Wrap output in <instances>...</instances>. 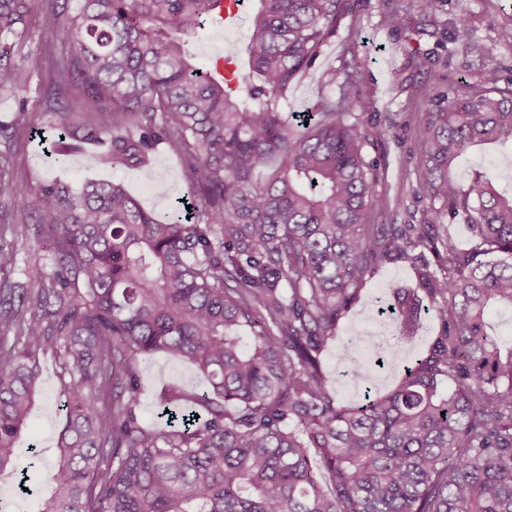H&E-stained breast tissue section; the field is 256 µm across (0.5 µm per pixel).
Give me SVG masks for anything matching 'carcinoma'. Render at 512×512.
<instances>
[{"label":"carcinoma","mask_w":512,"mask_h":512,"mask_svg":"<svg viewBox=\"0 0 512 512\" xmlns=\"http://www.w3.org/2000/svg\"><path fill=\"white\" fill-rule=\"evenodd\" d=\"M35 0H0V90L22 92ZM69 0L41 35L77 50L55 70V102L75 90L92 119L61 120L69 150L104 147L114 168L153 176L163 145L192 193L168 222L116 181L36 191L37 235L51 255L26 281L0 280V477L50 496L27 512H512V347L489 319L512 311V191L448 167L474 144L512 146V89L489 67L427 100L420 189L468 221L457 248L438 224H375L387 209L362 156L353 79L304 112L281 102L354 0H257L249 69L196 62L192 40L226 0ZM31 125L25 105L0 136ZM278 155L262 181L257 170ZM415 284L389 306L399 336L441 326L393 389L356 405L334 396L321 353L365 277L398 259ZM163 353L207 380L139 412L141 360ZM53 355L65 379L57 455L21 448Z\"/></svg>","instance_id":"obj_1"}]
</instances>
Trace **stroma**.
<instances>
[{
	"label": "stroma",
	"mask_w": 512,
	"mask_h": 512,
	"mask_svg": "<svg viewBox=\"0 0 512 512\" xmlns=\"http://www.w3.org/2000/svg\"><path fill=\"white\" fill-rule=\"evenodd\" d=\"M255 0H244L233 26L210 25L195 42L194 52L201 67L232 51L239 65H246V45L252 35L250 15ZM398 11L403 17L399 28L387 27L384 16ZM467 17L470 50H462L453 37L459 17ZM512 24V0H437L432 13L414 9L412 0H357L354 8L336 23L334 33L322 46L310 69L298 78L288 93L284 109L304 111L317 94L337 95L338 81L354 75L359 99L353 109L359 124L378 127L380 134L365 142L362 155L375 178L378 194L387 198L389 209L378 216L381 224H443L459 246H468L470 231L462 217L451 218L420 188L418 166L423 144L418 130L426 119L423 101L432 87L448 89L462 81L478 78L486 64L499 69L501 85H512V44L500 41L498 33ZM38 63L25 95L0 91V122L9 121L18 104H26L35 130L14 138L11 144L0 142V152L8 151V174L20 197L34 201L39 183L57 176L79 185L88 179L120 181L145 208L158 217H166L176 197L187 194L178 158L166 148L154 155L156 176L152 191H145L144 180L135 174L112 168L92 151L69 155L58 163L54 143L57 113L46 111V94L56 67L73 57V45L64 35L44 43L38 19L30 21V38L23 48ZM336 73V84L321 86L322 71ZM493 174L501 187H512V148L498 144L470 146L463 150L450 171L452 179L468 185L477 173ZM0 247L17 248V264L1 275L13 281L25 280L32 263L47 262L48 256L34 228L0 234ZM412 283L409 261L383 264L367 276L362 298L343 318L334 338L322 353V365L338 397L359 401L363 389L349 373L356 363L375 356L407 359L424 349L438 325L425 318L412 342H401L387 318L378 314L379 306L393 288ZM141 386L140 414L145 422L156 420L158 395L168 386L192 387L205 391L207 382L194 370L177 360L156 354L139 366ZM65 399L64 383L53 357L41 362V376L30 424L21 436V447L36 444L44 456L53 457L63 427L60 409Z\"/></svg>",
	"instance_id": "stroma-1"
}]
</instances>
